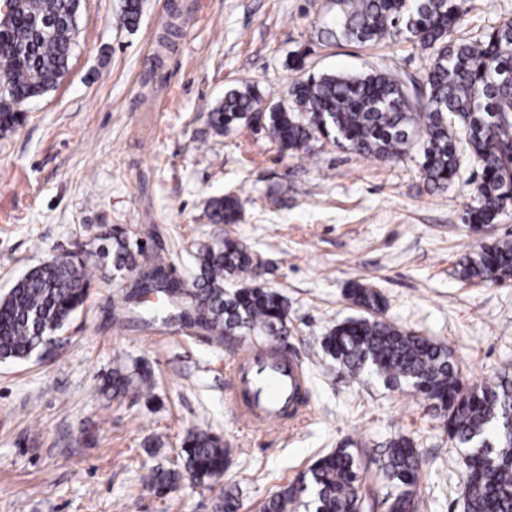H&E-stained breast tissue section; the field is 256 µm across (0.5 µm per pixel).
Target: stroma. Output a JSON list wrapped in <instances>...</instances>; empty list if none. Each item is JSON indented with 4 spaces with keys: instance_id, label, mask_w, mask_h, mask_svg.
<instances>
[{
    "instance_id": "35a3bbf8",
    "label": "stroma",
    "mask_w": 512,
    "mask_h": 512,
    "mask_svg": "<svg viewBox=\"0 0 512 512\" xmlns=\"http://www.w3.org/2000/svg\"><path fill=\"white\" fill-rule=\"evenodd\" d=\"M123 0H81L69 72L24 103L20 125L0 131V295L28 268L97 248L105 226L153 227L146 249L173 254L192 280L198 247L232 236L260 255L257 284L288 300L286 341L308 378L304 412L288 428H258L227 402L249 339L218 347L177 324L153 330L114 321L120 287L94 279L52 353L0 363V512H259L321 456L346 447L360 459L371 512H387L373 461L400 435L423 458L419 512H463L455 445L409 387L375 374L345 377L321 339L360 316L349 282L380 291L385 317L444 342L467 384L512 373V282L470 285L459 262L477 240L512 239V217L475 235L463 221L480 170L463 159L445 189H429L418 149L389 161L318 140L308 161L283 152L265 130L215 134L207 115L227 90L253 84L264 105L288 103L303 74L427 71V53L405 37L365 47L328 43L335 0H142L136 27ZM456 38L474 40L512 19V0H467ZM303 53L304 71L291 64ZM248 204L236 224H213L211 198ZM142 365L148 387L112 399V370ZM230 450L224 477L149 486L152 469H178L187 432Z\"/></svg>"
}]
</instances>
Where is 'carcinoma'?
I'll return each mask as SVG.
<instances>
[{"instance_id":"cac0c4a2","label":"carcinoma","mask_w":512,"mask_h":512,"mask_svg":"<svg viewBox=\"0 0 512 512\" xmlns=\"http://www.w3.org/2000/svg\"><path fill=\"white\" fill-rule=\"evenodd\" d=\"M81 0H9L0 11V130L20 120V106L54 89L67 75ZM336 20L323 31L328 42L373 45L403 33L430 53L418 82L398 72L363 75L322 73L295 82L291 101L263 107L254 85L233 88L210 113L218 134L245 123L269 131L292 156L311 155L314 135L364 156L397 159L422 140L421 168L432 189L458 173L463 155L476 160L480 182L464 221L476 234L512 211V20L482 38L452 41L465 0H336ZM141 0H124L122 20L137 23ZM245 209L238 197L209 205L213 224H236ZM94 263L79 253L31 268L0 297V361L28 360L49 349L70 317L83 305L93 273L133 270L121 289L122 321L145 327L176 322L218 346L238 333L257 341L288 335V302L277 291L244 284L260 266L237 240L226 237L195 254L192 287L169 275L172 257L132 249L130 230L100 234ZM466 282L502 284L512 280V239L480 243L460 262ZM153 292L160 307L141 301ZM346 298L363 310L332 327L324 353L359 380L372 371L391 385L410 386L443 422L448 436L469 451L461 459L459 495L464 512H512V378L468 385L453 352L442 342L417 336L382 317L383 296L357 281ZM132 385L119 370L100 391L118 397ZM184 469L206 485L224 473L227 449L205 431L184 440ZM377 467L391 491L388 512H418L422 460L413 442H388ZM182 472L155 470L151 485L162 492ZM362 467L345 448L318 459L298 481L265 500L261 512H365L372 508L361 488Z\"/></svg>"}]
</instances>
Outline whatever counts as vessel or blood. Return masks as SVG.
<instances>
[{"label": "vessel or blood", "instance_id": "b4317fda", "mask_svg": "<svg viewBox=\"0 0 512 512\" xmlns=\"http://www.w3.org/2000/svg\"><path fill=\"white\" fill-rule=\"evenodd\" d=\"M306 376L295 361L274 353L243 354L232 401L249 423L278 427L292 423L305 407Z\"/></svg>", "mask_w": 512, "mask_h": 512}]
</instances>
